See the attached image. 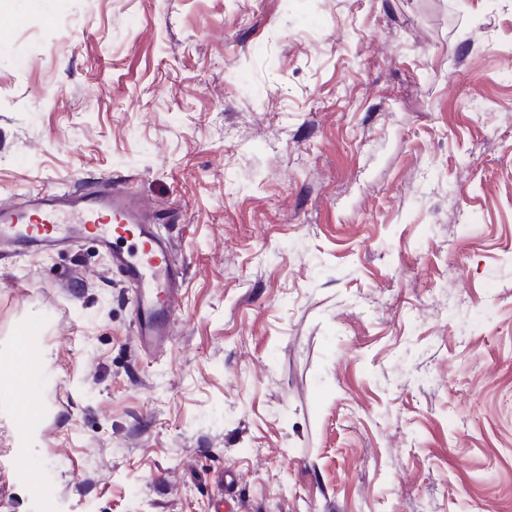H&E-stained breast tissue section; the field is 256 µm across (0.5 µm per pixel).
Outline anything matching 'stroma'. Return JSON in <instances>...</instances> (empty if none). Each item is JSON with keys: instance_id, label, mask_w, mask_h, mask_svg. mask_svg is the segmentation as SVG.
Segmentation results:
<instances>
[{"instance_id": "35a3bbf8", "label": "stroma", "mask_w": 512, "mask_h": 512, "mask_svg": "<svg viewBox=\"0 0 512 512\" xmlns=\"http://www.w3.org/2000/svg\"><path fill=\"white\" fill-rule=\"evenodd\" d=\"M0 20V203L112 181L183 271L147 355L91 240L0 251V512H512V0Z\"/></svg>"}]
</instances>
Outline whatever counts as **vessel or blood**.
Instances as JSON below:
<instances>
[{
  "instance_id": "obj_1",
  "label": "vessel or blood",
  "mask_w": 512,
  "mask_h": 512,
  "mask_svg": "<svg viewBox=\"0 0 512 512\" xmlns=\"http://www.w3.org/2000/svg\"><path fill=\"white\" fill-rule=\"evenodd\" d=\"M93 238L134 290L135 334L148 353L165 348L176 322L180 272L146 207L111 183L94 190L39 188L24 201L0 205V245L47 252Z\"/></svg>"
}]
</instances>
